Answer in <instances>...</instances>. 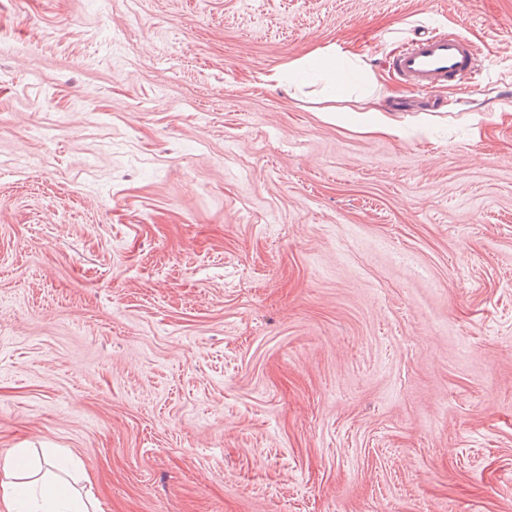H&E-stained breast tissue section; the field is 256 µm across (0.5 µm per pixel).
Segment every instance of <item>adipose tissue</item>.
Listing matches in <instances>:
<instances>
[{
  "instance_id": "1",
  "label": "adipose tissue",
  "mask_w": 512,
  "mask_h": 512,
  "mask_svg": "<svg viewBox=\"0 0 512 512\" xmlns=\"http://www.w3.org/2000/svg\"><path fill=\"white\" fill-rule=\"evenodd\" d=\"M23 450L0 460V512H100L94 497L75 493L60 473L76 469L71 458L46 457L40 478H26Z\"/></svg>"
}]
</instances>
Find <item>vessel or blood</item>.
Masks as SVG:
<instances>
[{
    "label": "vessel or blood",
    "instance_id": "vessel-or-blood-1",
    "mask_svg": "<svg viewBox=\"0 0 512 512\" xmlns=\"http://www.w3.org/2000/svg\"><path fill=\"white\" fill-rule=\"evenodd\" d=\"M474 48L456 36H428L412 40L390 65L410 89L425 91L438 85L467 82L473 69Z\"/></svg>",
    "mask_w": 512,
    "mask_h": 512
}]
</instances>
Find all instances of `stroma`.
<instances>
[{
    "mask_svg": "<svg viewBox=\"0 0 512 512\" xmlns=\"http://www.w3.org/2000/svg\"><path fill=\"white\" fill-rule=\"evenodd\" d=\"M477 48L409 89L420 35ZM396 106L357 131L322 78ZM512 0H0V459L103 512H512ZM473 56V45L464 38L417 37L390 65L410 89L425 91L444 83L467 82L473 72ZM294 66H296L293 69L294 73L304 71L306 66L316 67L323 70H334L335 78L327 86L329 92L335 96L342 97L347 95L350 91V86L348 84L342 80L336 79V57H327L315 54L304 60L295 62ZM361 99L372 105L366 112L359 114L362 117L359 124L360 130L363 133L389 136L400 135L401 122L393 117L392 111L380 105L377 100H372L368 91L363 92Z\"/></svg>",
    "mask_w": 512,
    "mask_h": 512,
    "instance_id": "obj_1",
    "label": "stroma"
}]
</instances>
